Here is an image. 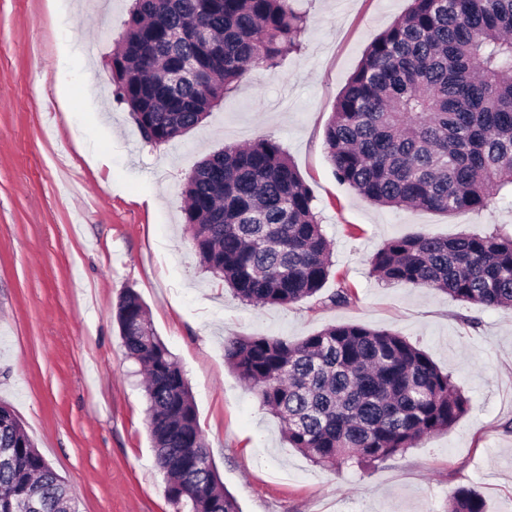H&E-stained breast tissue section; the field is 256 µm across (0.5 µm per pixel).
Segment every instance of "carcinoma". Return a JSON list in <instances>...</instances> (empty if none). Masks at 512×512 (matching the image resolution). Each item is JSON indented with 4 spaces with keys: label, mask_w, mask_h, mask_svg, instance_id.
I'll list each match as a JSON object with an SVG mask.
<instances>
[{
    "label": "carcinoma",
    "mask_w": 512,
    "mask_h": 512,
    "mask_svg": "<svg viewBox=\"0 0 512 512\" xmlns=\"http://www.w3.org/2000/svg\"><path fill=\"white\" fill-rule=\"evenodd\" d=\"M297 0H131L112 52V81L146 142L198 126L251 69L274 70L300 49ZM338 179L369 201L444 213L480 211L512 191V0H413L376 37L325 130ZM201 266L256 306L318 297L331 244L310 188L281 146L260 137L203 158L182 191ZM388 284L431 288L512 313V235L461 232L394 238L372 258ZM127 356L147 375L149 432L165 492L180 512H240L199 428L189 385L140 296L117 303ZM224 356L316 467L374 465L456 425L470 401L398 332L330 325L298 342L233 337ZM0 512L71 504L65 482L20 422L0 407ZM448 512H485L462 485Z\"/></svg>",
    "instance_id": "obj_1"
}]
</instances>
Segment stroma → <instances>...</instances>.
Wrapping results in <instances>:
<instances>
[{"label": "stroma", "instance_id": "stroma-1", "mask_svg": "<svg viewBox=\"0 0 512 512\" xmlns=\"http://www.w3.org/2000/svg\"><path fill=\"white\" fill-rule=\"evenodd\" d=\"M300 51L248 73L202 124L145 142L110 62L128 0H101L64 31L49 0H0V405L70 485L79 512H177L147 428L139 367L116 305L136 291L183 370L207 448L242 512H448L460 485L512 512V314L379 280L393 238L512 234V197L443 214L369 202L324 146L336 99L370 43L411 0H299ZM265 136L286 150L332 243L322 292L348 304L246 303L199 264L181 192L203 156ZM400 332L469 398L453 428L339 473L289 448L278 420L224 359V341H298L334 324Z\"/></svg>", "mask_w": 512, "mask_h": 512}]
</instances>
